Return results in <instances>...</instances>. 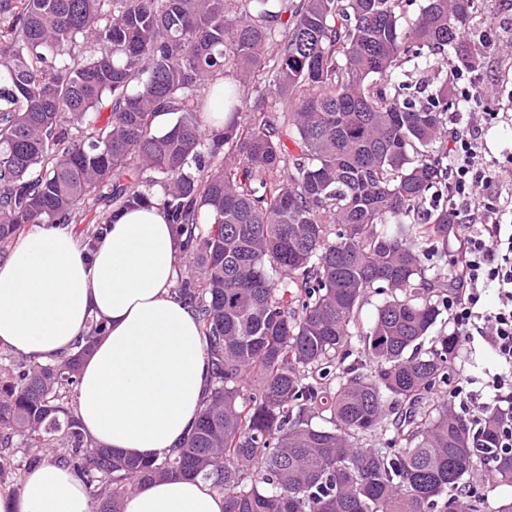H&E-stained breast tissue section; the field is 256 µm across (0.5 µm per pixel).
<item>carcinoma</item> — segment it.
Listing matches in <instances>:
<instances>
[{
    "label": "carcinoma",
    "instance_id": "1",
    "mask_svg": "<svg viewBox=\"0 0 512 512\" xmlns=\"http://www.w3.org/2000/svg\"><path fill=\"white\" fill-rule=\"evenodd\" d=\"M407 2L0 0V243L101 200L158 206L199 270L177 295L210 368L158 461L93 446L74 416L102 324L54 362L1 356L0 479L21 490V453L71 468L93 512L172 477L210 483L224 512H512L470 492L512 486V411L475 420L437 398L455 359L454 289L433 273L457 223L441 202L455 87L391 80L475 60L461 29L489 0H424L403 31ZM212 96L229 117L208 133ZM146 171L161 195L138 189ZM373 293L387 299L352 331Z\"/></svg>",
    "mask_w": 512,
    "mask_h": 512
}]
</instances>
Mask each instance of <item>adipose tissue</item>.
I'll return each instance as SVG.
<instances>
[{
  "label": "adipose tissue",
  "instance_id": "ef3b65f1",
  "mask_svg": "<svg viewBox=\"0 0 512 512\" xmlns=\"http://www.w3.org/2000/svg\"><path fill=\"white\" fill-rule=\"evenodd\" d=\"M178 261L175 230L153 206L116 213L92 251L74 225H30L0 262L1 349L50 361L103 322L73 407L96 446L159 460L199 417L208 355L173 291ZM92 510L85 484L50 461L26 473L20 494L0 495V512ZM123 512H224V496L199 479L153 481Z\"/></svg>",
  "mask_w": 512,
  "mask_h": 512
}]
</instances>
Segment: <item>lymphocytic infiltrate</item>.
<instances>
[{
    "mask_svg": "<svg viewBox=\"0 0 512 512\" xmlns=\"http://www.w3.org/2000/svg\"><path fill=\"white\" fill-rule=\"evenodd\" d=\"M457 81L461 106L448 130V197L461 234L450 259L456 293L448 306L458 354L483 339L505 369L488 381V388L512 391V153L506 165L486 169L482 129L472 118L479 78L461 75ZM489 290L495 293L490 306L484 302Z\"/></svg>",
    "mask_w": 512,
    "mask_h": 512,
    "instance_id": "lymphocytic-infiltrate-1",
    "label": "lymphocytic infiltrate"
}]
</instances>
